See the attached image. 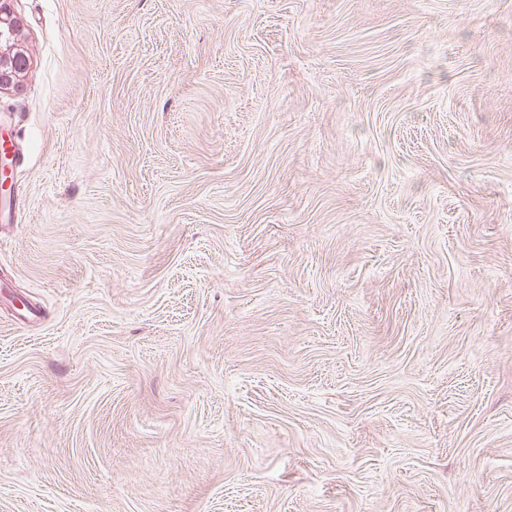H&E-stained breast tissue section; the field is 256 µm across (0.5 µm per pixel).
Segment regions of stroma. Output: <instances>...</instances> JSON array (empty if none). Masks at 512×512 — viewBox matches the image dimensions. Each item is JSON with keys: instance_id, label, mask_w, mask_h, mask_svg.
Masks as SVG:
<instances>
[{"instance_id": "35a3bbf8", "label": "stroma", "mask_w": 512, "mask_h": 512, "mask_svg": "<svg viewBox=\"0 0 512 512\" xmlns=\"http://www.w3.org/2000/svg\"><path fill=\"white\" fill-rule=\"evenodd\" d=\"M0 512H512V0H13Z\"/></svg>"}]
</instances>
